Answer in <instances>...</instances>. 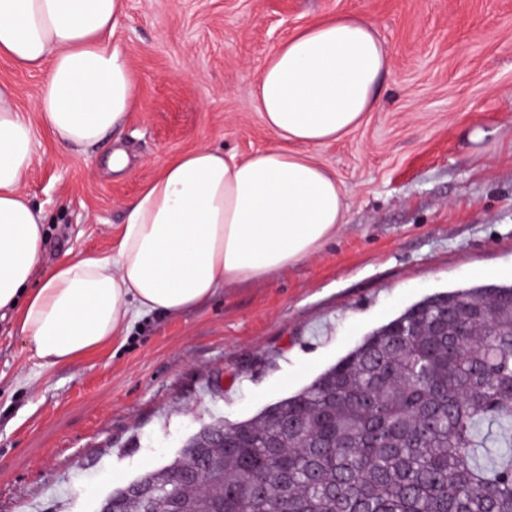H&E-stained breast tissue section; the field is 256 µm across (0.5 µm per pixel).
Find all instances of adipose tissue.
Segmentation results:
<instances>
[{
  "label": "adipose tissue",
  "mask_w": 512,
  "mask_h": 512,
  "mask_svg": "<svg viewBox=\"0 0 512 512\" xmlns=\"http://www.w3.org/2000/svg\"><path fill=\"white\" fill-rule=\"evenodd\" d=\"M124 0H0V54L46 70L35 108L61 143L121 129L134 98L113 37ZM390 54L374 23L312 24L265 59L253 102L276 145L241 157L208 145L170 158L126 209L110 252L43 268L45 215L24 192L35 129L0 86V313L43 367L71 364L141 317L176 316L236 284L307 259L346 214L336 173L313 148L377 111Z\"/></svg>",
  "instance_id": "1"
}]
</instances>
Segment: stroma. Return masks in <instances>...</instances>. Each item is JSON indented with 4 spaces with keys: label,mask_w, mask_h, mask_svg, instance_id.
Listing matches in <instances>:
<instances>
[{
    "label": "stroma",
    "mask_w": 512,
    "mask_h": 512,
    "mask_svg": "<svg viewBox=\"0 0 512 512\" xmlns=\"http://www.w3.org/2000/svg\"><path fill=\"white\" fill-rule=\"evenodd\" d=\"M365 15L391 57L378 111L317 148L348 209L335 237L270 279L152 315L73 366L41 368L0 320V512H97L202 423H237L309 385L426 296L512 280V0H125L135 80L122 130L78 150L34 105L45 74L0 57L36 129L24 184L45 264L108 251L169 156L274 144L252 101L269 52L312 22ZM130 165L105 166L115 148Z\"/></svg>",
    "instance_id": "1"
}]
</instances>
